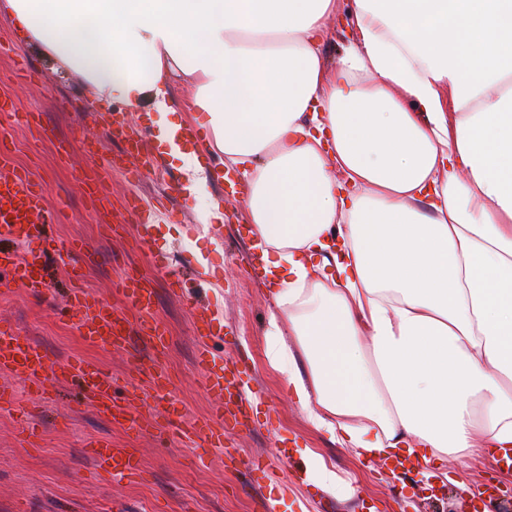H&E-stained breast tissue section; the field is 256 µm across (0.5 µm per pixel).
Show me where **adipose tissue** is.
I'll use <instances>...</instances> for the list:
<instances>
[{"label": "adipose tissue", "instance_id": "ef3b65f1", "mask_svg": "<svg viewBox=\"0 0 512 512\" xmlns=\"http://www.w3.org/2000/svg\"><path fill=\"white\" fill-rule=\"evenodd\" d=\"M0 0L95 103L183 111L246 179L267 358L316 431L512 447V0ZM195 87L190 103L174 81ZM349 2L350 0H342L340 8L336 12V18L330 20V26L335 31V37L333 41L326 43L323 48L324 54L330 62L335 59L337 61L343 47L353 39L352 32L347 25Z\"/></svg>", "mask_w": 512, "mask_h": 512}]
</instances>
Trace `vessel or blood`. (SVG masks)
Here are the masks:
<instances>
[{
  "label": "vessel or blood",
  "instance_id": "1",
  "mask_svg": "<svg viewBox=\"0 0 512 512\" xmlns=\"http://www.w3.org/2000/svg\"><path fill=\"white\" fill-rule=\"evenodd\" d=\"M43 208L44 190L28 174L16 173L7 179L0 178V214L9 218L8 223L0 225L1 234L27 239L40 238L41 229L37 220ZM133 214L140 226L135 238L136 247L148 252L157 264H165L167 254L157 245L153 224L145 218L141 207H134ZM48 255L49 251L45 248L29 251L21 257L0 252V267L9 269L13 281L35 292L44 285V265ZM69 278L75 286L69 296L68 312L78 318L83 334L88 335L92 341L110 349L121 348L126 344L131 330L136 329L153 346H164L166 330L160 323L144 318L138 327H131L107 303L78 286L77 271H70ZM170 285L193 314L199 338L198 365L207 391L219 401L213 417L187 423L178 416L169 414L161 418L153 412L147 420H139L117 400L114 395L115 380L102 368L91 362L51 359L40 344L8 327L0 328V371L25 377L31 388L38 392L73 379L79 380L88 400L97 411L111 420L122 421L128 429L142 432L156 428L158 423L163 422L179 435L198 438L210 447H223L224 431L228 425L246 427L250 424L241 402L234 399L239 389L238 369L236 365L216 357L210 351L208 328L213 318L207 307L201 304L198 293L189 290L186 279L181 277L171 280ZM118 288L132 308L144 315L150 312L154 293L147 288L143 277L127 276L119 282ZM150 382L155 402L167 401L171 384L169 370L164 367L154 368L150 373ZM90 455L96 472L104 476L116 473L132 475L138 469L135 453L126 448L113 447L106 440L92 442Z\"/></svg>",
  "mask_w": 512,
  "mask_h": 512
}]
</instances>
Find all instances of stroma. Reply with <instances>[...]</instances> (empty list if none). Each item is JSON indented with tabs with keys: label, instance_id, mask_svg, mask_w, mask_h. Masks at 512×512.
Wrapping results in <instances>:
<instances>
[{
	"label": "stroma",
	"instance_id": "1",
	"mask_svg": "<svg viewBox=\"0 0 512 512\" xmlns=\"http://www.w3.org/2000/svg\"><path fill=\"white\" fill-rule=\"evenodd\" d=\"M15 111L0 112V149L13 169L29 171L46 195L53 217L47 223L51 245L85 241L84 287L130 323L138 313L113 290L128 269L146 276L157 294L154 315L169 330L164 353L150 349L142 336L114 350L86 341L78 321L59 315L67 304L69 282L63 262L50 260V276L34 295L0 275V322L43 345L50 357L94 361L130 392L131 411L145 413L151 402L148 372L170 366L171 395L186 421L213 408L196 361L198 340L191 316L169 286L170 276L193 268L200 298L216 314L210 347L237 363L258 422L253 430L228 431L225 448L237 458L260 459L264 471L228 466L225 448L203 447L201 440L178 435L133 434L99 414L78 386L34 392L25 380L0 375L13 393L0 404V512H498L512 497V481L494 458L479 451L469 468L454 459L430 465L429 475H399L377 459L356 456L307 423L288 392L286 376L267 360L265 330L272 300L264 281L254 279L245 257L248 237L241 196L224 189L220 162L205 143L180 142L203 168V180L190 187L181 161L155 160L151 147L160 113L125 115L124 135L111 137V111L89 101L74 73L59 67L27 42L13 20L0 17V102ZM142 139L144 155L123 156L126 137ZM138 166L139 179L126 167ZM99 172L108 202L93 207L75 179ZM152 204L159 244L169 249L168 267H158L135 247L138 225L127 213L128 200ZM221 218H214V211ZM109 440L136 449L139 476H97L89 443ZM316 449L341 479L336 492L323 490L309 475L299 451Z\"/></svg>",
	"mask_w": 512,
	"mask_h": 512
}]
</instances>
